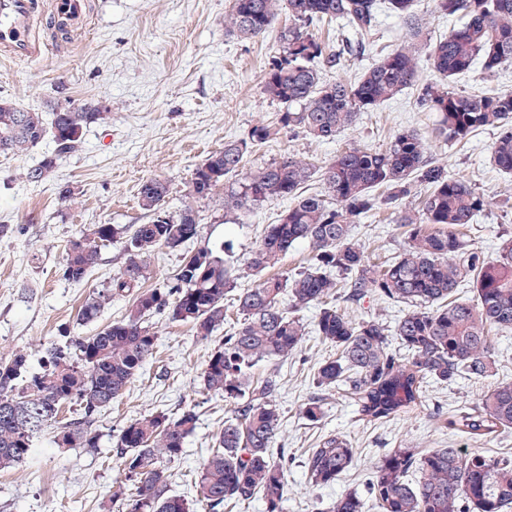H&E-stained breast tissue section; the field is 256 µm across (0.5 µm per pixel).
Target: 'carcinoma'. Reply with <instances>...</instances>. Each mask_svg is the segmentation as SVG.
<instances>
[{
	"instance_id": "1",
	"label": "carcinoma",
	"mask_w": 512,
	"mask_h": 512,
	"mask_svg": "<svg viewBox=\"0 0 512 512\" xmlns=\"http://www.w3.org/2000/svg\"><path fill=\"white\" fill-rule=\"evenodd\" d=\"M433 2V13L459 16L463 23L428 43L423 40L426 22L413 11L414 0H230L224 27L241 40L265 34L276 24L281 5L288 9L291 24L281 29L279 53L260 81L262 93L282 109L275 124H257L246 137L211 153L193 173L191 195L204 198L235 179V187L224 194V217L237 223L266 200L288 201L278 223L267 225L250 268L259 274L276 266L302 241L312 251L308 266L243 288L235 268L224 261L227 245L221 243L183 258L172 284L142 288L157 248L174 251L198 235L192 207L170 214L163 207L167 182L144 180L138 199L152 215L148 223L131 230L94 224L64 248L63 277L81 283L98 265L106 244H123L125 267L92 292L77 321L95 322L115 298L131 301L123 318L90 336L49 344L38 370L31 369L21 350L0 358V469L30 459L34 438L47 428L54 430L55 447L61 450L98 451L96 416L123 396L155 353L158 336L149 318L190 322L205 340L227 321L224 298L230 293L236 327L211 350L203 369L205 388L234 403L194 478V503L208 512L256 496L265 512L282 510L288 462L272 452L282 427L279 385L272 376L253 380L251 369L301 347L306 327L296 313L304 309L318 307L314 331L335 351L318 367V386L348 388L364 419L378 421L415 409L429 379L449 383L495 375L488 331L512 329V241L496 259L470 247L460 228L474 223L486 198L429 160L421 134L403 131L383 149L348 148L320 171L292 153L243 171L245 156L282 130H299L320 142L335 140L358 113L372 112L416 86L423 54L435 80L421 87L418 103L436 116L438 133L460 142L479 129L497 130L491 159L501 173L512 176V91L469 94L455 87L460 76L478 71L491 77L512 66V0ZM384 8L403 20L404 43L381 54L354 81H324L321 70L338 69L364 55ZM322 21L340 23L348 35L334 45L326 43L313 32ZM101 116L86 103L55 113L48 127L42 113L0 99V152H14L22 124L31 140L49 134L57 154L75 153L83 129ZM55 165V158L45 157L22 175L39 183ZM211 174L216 175L212 182ZM317 174L325 194L304 193V185ZM417 184L426 194L417 209L407 210L401 203ZM376 209L390 211L406 235L403 249L381 265L371 262L350 234V219L360 220ZM465 280L472 285L473 299L461 301L456 292ZM341 288L348 290L349 301L373 294L407 310L390 331L376 319L353 318L333 305L331 298ZM394 340L406 356L393 352ZM72 405L76 417H63ZM448 427L472 436L512 428V383L488 389L473 408L448 417ZM196 428L191 409L174 418L156 411L127 421L116 436L112 498L127 502L128 512H192L188 500L171 493L169 464L181 458ZM354 461L350 443L331 435L309 451L304 468L318 487L335 483ZM369 493L380 512H512V457L467 454L462 448L425 453L409 446L392 448L378 462ZM363 508L362 497L347 492L330 512Z\"/></svg>"
}]
</instances>
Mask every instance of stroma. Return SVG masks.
Wrapping results in <instances>:
<instances>
[{"mask_svg":"<svg viewBox=\"0 0 512 512\" xmlns=\"http://www.w3.org/2000/svg\"><path fill=\"white\" fill-rule=\"evenodd\" d=\"M86 15L71 32L56 35L48 21L36 28L44 49L33 60L0 56V98L42 113L86 102L100 108L103 118L83 131L79 153L58 159L50 177L38 184L22 181L20 169L53 155L52 138H44L22 156L0 154V224L20 226V233L0 238V356L27 350L39 365L41 344L63 342L65 336L87 335L120 319L123 299L113 300L95 324L78 326L77 312L93 291L123 266L121 243L108 244L88 280L72 284L63 277L64 247L79 231L94 224H145L149 213L137 198L148 178L167 181L165 207L179 214L191 206L198 235L179 250L157 249L146 287L161 288L171 280L184 256L209 244L229 241L227 256L241 284L258 282L249 267L266 225L276 223L285 202L257 206L242 223L224 220V191L204 198L190 194L195 169L225 142L246 137L259 122H275L280 107L260 89L261 75L279 49L277 30L252 40H240L224 30L230 0H86ZM403 22L392 14L380 17L375 41L362 61L346 63L341 71L324 70L325 80L357 79L384 51L400 42ZM418 91L404 90L373 112H364L335 141L316 142L301 133L281 132L256 147L246 165H267L294 152L322 167L337 151L366 146L382 148L399 132L415 130L429 142V158L446 164L451 175L470 181L489 201L466 230L470 244L485 256L497 257L504 241L512 240V177L503 175L490 159L496 130L474 132L467 143L445 141L435 130V117L417 103ZM78 195L65 203L62 189ZM351 235L372 262L398 254L404 230L388 212L351 226ZM157 352L144 373L125 394L96 418L102 435L100 454L74 448L59 453L52 431L35 442L32 459L0 471V512H126L113 501L116 476L108 457L120 427L143 413L162 411L177 416L193 409L197 428L181 459L170 466L174 494L192 497V480L206 460L215 436L232 406L209 393L202 378L215 345L229 334L222 326L209 339L197 338L191 325L152 317ZM333 350L308 334L298 351L280 360H264L253 369L255 379L276 377L277 403L283 419L274 442L288 461V493L283 512H329L346 492L365 496L364 512H379L368 498V481L380 456L410 442L428 451L464 448L492 457L512 456V430L485 439L448 430L449 414L475 406L487 381L461 379L448 384L428 382L420 407L387 420L359 419L347 389L321 390L319 365ZM322 400L319 421L304 418L301 408L310 398ZM348 440L356 450L353 467L329 486L309 485L303 462L309 449L330 435Z\"/></svg>","mask_w":512,"mask_h":512,"instance_id":"stroma-1","label":"stroma"}]
</instances>
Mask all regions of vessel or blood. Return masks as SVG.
I'll list each match as a JSON object with an SVG mask.
<instances>
[{
	"label": "vessel or blood",
	"mask_w": 512,
	"mask_h": 512,
	"mask_svg": "<svg viewBox=\"0 0 512 512\" xmlns=\"http://www.w3.org/2000/svg\"><path fill=\"white\" fill-rule=\"evenodd\" d=\"M39 8L40 0H0V55L23 60L39 56L31 29Z\"/></svg>",
	"instance_id": "b4317fda"
}]
</instances>
